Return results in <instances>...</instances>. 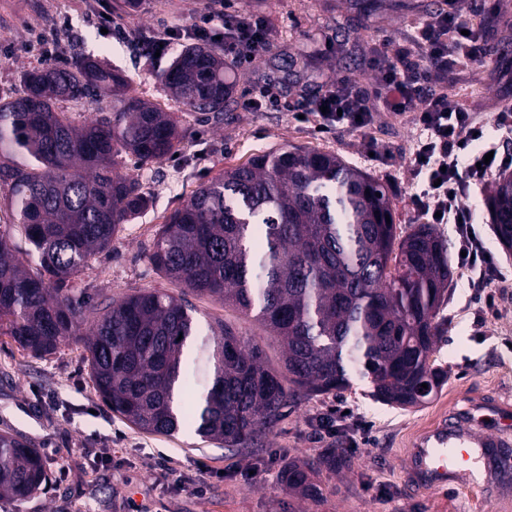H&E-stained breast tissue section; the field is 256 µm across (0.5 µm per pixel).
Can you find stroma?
<instances>
[{"instance_id":"1","label":"stroma","mask_w":512,"mask_h":512,"mask_svg":"<svg viewBox=\"0 0 512 512\" xmlns=\"http://www.w3.org/2000/svg\"><path fill=\"white\" fill-rule=\"evenodd\" d=\"M443 0H239L263 15L269 46L256 61L230 66L232 110L222 123L180 111L159 81L174 56L190 44L191 28L211 0H0V98L21 92L25 71L44 67L27 50L33 34L55 39L53 65L92 57L121 70L136 94L174 113L182 134L176 156L137 167L150 204L124 225L109 248L81 271L77 283L92 301L144 289L181 295V283L165 278L151 263L156 234L201 183L228 166L281 148L337 153L382 182L393 200L398 231L418 218L409 200L408 155L415 131L411 114L378 112L369 136L389 143L395 159L379 165L361 152L360 135L320 134L291 113L248 112L245 99L275 84L289 103H308L342 77L372 88L379 75L370 62L399 46L415 48L418 31ZM111 15L103 27L101 15ZM469 21L487 51L486 64H449L431 83L484 122L501 103L512 101V0L473 6ZM181 28L168 51L152 45L165 30ZM312 60L298 87L280 83L279 69L291 58ZM489 185L472 191L471 204L486 247L503 273L495 283V307L485 311L472 298L462 275L440 315L445 333L435 359L448 380L428 403L402 409L376 401L368 381L353 379L342 393H317L288 405L264 444L228 452L190 430L172 436L140 432L114 415L92 387L83 348L69 343L35 356L0 336V432L39 448L51 481L23 501L0 500V512H512V473L486 479L485 490H426L407 495L406 452L413 439L449 414L484 402L512 405V255L491 226ZM200 334L216 320L256 338L266 364L281 368V350L257 324L212 298L190 295ZM335 418L331 434L320 435L315 420ZM328 448H345L349 468L321 470L310 477L319 494L303 499L289 492L282 472L289 461L311 459Z\"/></svg>"}]
</instances>
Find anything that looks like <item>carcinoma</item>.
Instances as JSON below:
<instances>
[{
    "instance_id": "1",
    "label": "carcinoma",
    "mask_w": 512,
    "mask_h": 512,
    "mask_svg": "<svg viewBox=\"0 0 512 512\" xmlns=\"http://www.w3.org/2000/svg\"><path fill=\"white\" fill-rule=\"evenodd\" d=\"M226 68L221 51L193 43L159 78L183 111L222 121L234 93ZM108 92L112 109L81 121L59 107ZM180 142L171 114L110 66L82 58L24 73L22 93L0 99V188L11 218L0 225V336L34 354L80 344L113 414L148 434L189 427L226 448L256 445L288 402L344 391L354 376L401 407L415 405L421 384L445 378L432 355L452 293L448 242L432 224L397 235L384 187L333 153L282 148L224 170L160 225L150 255L167 278L276 337L285 373L223 321L193 341L195 308L165 291L86 301L73 279L149 205L121 163L164 160ZM488 201L511 252V172L494 179ZM17 234L37 267L16 251ZM349 463L347 449L330 448L288 463L283 479L312 496L309 474ZM47 479L39 449L1 432L0 500L23 501Z\"/></svg>"
}]
</instances>
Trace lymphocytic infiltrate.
I'll use <instances>...</instances> for the list:
<instances>
[{
  "instance_id": "obj_1",
  "label": "lymphocytic infiltrate",
  "mask_w": 512,
  "mask_h": 512,
  "mask_svg": "<svg viewBox=\"0 0 512 512\" xmlns=\"http://www.w3.org/2000/svg\"><path fill=\"white\" fill-rule=\"evenodd\" d=\"M470 0H447L421 28L418 53L398 48L376 58L380 79L373 92L356 81L341 78L319 95L303 114L314 117L318 132L344 130L364 134L379 109L413 112L418 134L409 156L417 189L411 205L424 223L455 227L463 269L472 295L493 302V283L500 271L497 261L475 228L469 201L471 187L487 182L494 173L512 168V151L501 144L500 133L512 134V110L497 112L492 125L453 104L446 94L429 84L430 70L447 64L454 52L481 58L474 36L468 35ZM202 41H221L224 53L236 64L252 62L269 44L265 20L244 10L233 13L207 11L190 29Z\"/></svg>"
}]
</instances>
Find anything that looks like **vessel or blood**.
<instances>
[{
  "label": "vessel or blood",
  "instance_id": "b4317fda",
  "mask_svg": "<svg viewBox=\"0 0 512 512\" xmlns=\"http://www.w3.org/2000/svg\"><path fill=\"white\" fill-rule=\"evenodd\" d=\"M493 422L466 410L450 414L419 434L407 454V489L447 488L469 476L470 466L512 469V408L491 406Z\"/></svg>",
  "mask_w": 512,
  "mask_h": 512
}]
</instances>
